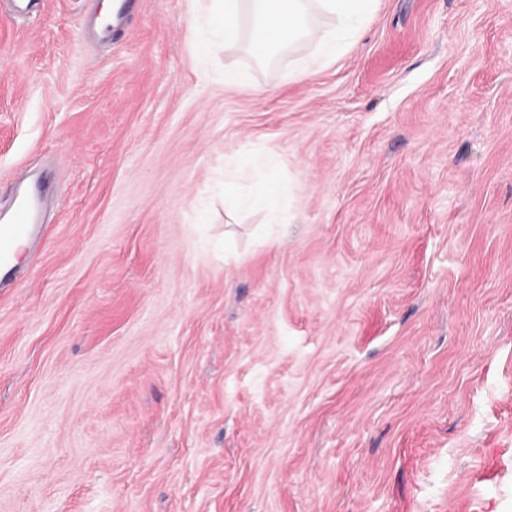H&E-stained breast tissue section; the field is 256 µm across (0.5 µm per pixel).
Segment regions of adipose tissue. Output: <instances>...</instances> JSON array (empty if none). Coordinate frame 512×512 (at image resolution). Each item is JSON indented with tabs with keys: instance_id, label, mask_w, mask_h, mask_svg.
I'll return each mask as SVG.
<instances>
[{
	"instance_id": "adipose-tissue-1",
	"label": "adipose tissue",
	"mask_w": 512,
	"mask_h": 512,
	"mask_svg": "<svg viewBox=\"0 0 512 512\" xmlns=\"http://www.w3.org/2000/svg\"><path fill=\"white\" fill-rule=\"evenodd\" d=\"M373 0H211L210 26L227 49L257 60L305 44L313 63L336 56V35L358 30Z\"/></svg>"
}]
</instances>
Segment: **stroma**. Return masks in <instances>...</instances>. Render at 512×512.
Wrapping results in <instances>:
<instances>
[{"instance_id": "stroma-1", "label": "stroma", "mask_w": 512, "mask_h": 512, "mask_svg": "<svg viewBox=\"0 0 512 512\" xmlns=\"http://www.w3.org/2000/svg\"><path fill=\"white\" fill-rule=\"evenodd\" d=\"M103 7L0 0V219L49 186L0 267V512H512V0H375L302 81L204 52V0ZM261 202L267 210L272 224H277L281 215V199L290 187L289 180L283 175L268 173L261 176Z\"/></svg>"}]
</instances>
